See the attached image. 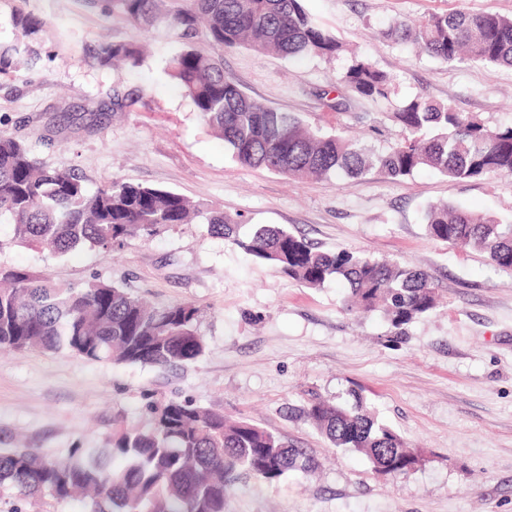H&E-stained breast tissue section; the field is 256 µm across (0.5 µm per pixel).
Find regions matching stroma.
Here are the masks:
<instances>
[{
    "label": "stroma",
    "mask_w": 512,
    "mask_h": 512,
    "mask_svg": "<svg viewBox=\"0 0 512 512\" xmlns=\"http://www.w3.org/2000/svg\"><path fill=\"white\" fill-rule=\"evenodd\" d=\"M346 45L331 57H257L238 47L224 72L250 97L375 149L401 137L391 121L422 94L476 115L489 129L512 124V68L448 64L383 29L456 9L512 15V0H304ZM44 22L25 55L0 74V134L26 141L47 167L75 170L89 191L124 181L175 191L204 215L106 253L34 251L0 223V266L25 267L62 284L97 280L155 306L200 310L206 348L174 368L88 361L65 352L0 353V448L24 442L59 457L104 448L112 434L152 423L149 401L189 400L248 417L303 449L311 468L276 481L239 479L224 512H512V275L485 254L454 248L427 232L430 205L512 219V176L451 182L424 169L404 178L376 172L297 181L238 165L211 134L162 60L181 45L158 26L144 29L99 0H27ZM144 41L151 56L120 72L100 66L104 42ZM394 79L389 100L351 97L347 108L315 91L339 85L352 55ZM134 105L105 110L114 92ZM303 234L324 251L352 249L426 270L440 303L393 328L347 306L336 280L308 288L210 234L205 214ZM358 391L378 421L414 448L407 475L375 472L363 456L331 447L308 420L314 399L351 403ZM0 512H86L77 499L19 497L0 487Z\"/></svg>",
    "instance_id": "stroma-1"
}]
</instances>
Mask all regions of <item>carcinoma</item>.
I'll list each match as a JSON object with an SVG mask.
<instances>
[{
	"mask_svg": "<svg viewBox=\"0 0 512 512\" xmlns=\"http://www.w3.org/2000/svg\"><path fill=\"white\" fill-rule=\"evenodd\" d=\"M104 2L146 29L163 24L182 39L166 60V73L244 167L301 180L357 178L373 169L397 178L431 168L450 181L512 175V125L491 130L422 95L391 113L402 136L380 152L309 130L295 114L252 100L224 74L222 51L243 45L258 56L285 58L343 51L302 0H194L186 11L167 8L166 0ZM12 23L25 38L42 27L21 7L14 8ZM200 28L208 50L193 41ZM384 35L447 63L512 67V17L497 13L432 14L414 25L397 21ZM23 50L0 45V73L15 68ZM97 59L104 67L145 62L134 42L104 43ZM342 83L373 102L394 90L392 79L366 58L352 60ZM197 214L185 196L141 184L114 181L91 193L72 170L41 164L23 139L0 136V222L14 225L15 236L31 249L110 252L142 233L189 224ZM426 221L433 239L478 250L494 268L512 272V222L449 204L431 206ZM207 223L212 233L301 285L317 287L332 278L347 283L351 305L395 328L437 306L433 281L421 269L350 249L324 252L279 225H261L244 240L227 216L211 215ZM197 319V307L188 302L156 307L114 285H59L44 274L0 267V351H67L90 361L172 367L203 355ZM149 408L150 428L118 432L103 450L74 448L58 457L42 448H0V484L33 500L46 493L80 497L87 512H224L225 491L238 476L273 481L309 467L301 449L247 418L230 420L186 400ZM307 417L330 445L363 454L377 472L400 477L414 469L413 449L358 396L350 408L313 401ZM116 458L121 464L113 463Z\"/></svg>",
	"mask_w": 512,
	"mask_h": 512,
	"instance_id": "carcinoma-1",
	"label": "carcinoma"
}]
</instances>
